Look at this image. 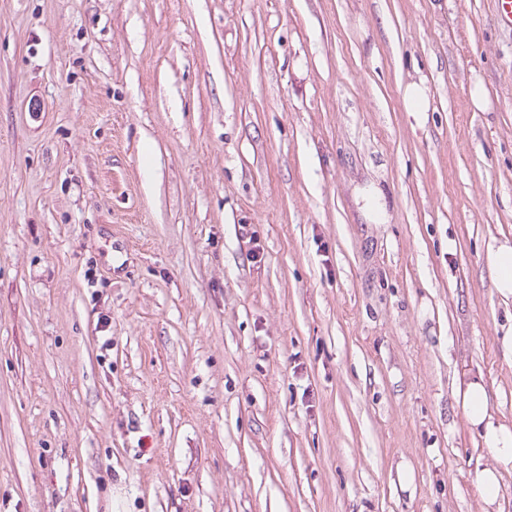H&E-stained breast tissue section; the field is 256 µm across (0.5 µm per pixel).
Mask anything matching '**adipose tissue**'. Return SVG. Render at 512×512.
I'll list each match as a JSON object with an SVG mask.
<instances>
[{
    "mask_svg": "<svg viewBox=\"0 0 512 512\" xmlns=\"http://www.w3.org/2000/svg\"><path fill=\"white\" fill-rule=\"evenodd\" d=\"M462 408L472 428L477 430L491 452L495 464L483 468L477 489L485 503H494L500 492V466L512 464V426L498 421L490 412V395L482 374H469L460 389Z\"/></svg>",
    "mask_w": 512,
    "mask_h": 512,
    "instance_id": "ef3b65f1",
    "label": "adipose tissue"
}]
</instances>
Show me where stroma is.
<instances>
[{
	"mask_svg": "<svg viewBox=\"0 0 512 512\" xmlns=\"http://www.w3.org/2000/svg\"><path fill=\"white\" fill-rule=\"evenodd\" d=\"M493 239L497 0H0V512H512ZM403 101L406 112L416 115L429 112V89L421 77L406 83L403 89ZM359 199L366 219L372 224H383L387 214L379 191L370 187L363 188L359 191ZM459 394L468 423L480 433L497 464H512V427L490 413V395L482 373L468 374ZM501 473L497 467L483 468L477 477V489L482 500L491 505L500 492Z\"/></svg>",
	"mask_w": 512,
	"mask_h": 512,
	"instance_id": "1",
	"label": "stroma"
}]
</instances>
